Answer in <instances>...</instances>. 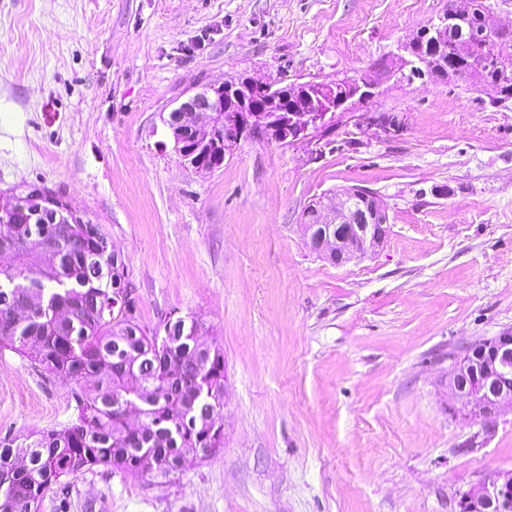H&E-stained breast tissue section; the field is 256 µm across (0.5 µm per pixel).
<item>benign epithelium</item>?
I'll return each instance as SVG.
<instances>
[{
  "label": "benign epithelium",
  "instance_id": "1",
  "mask_svg": "<svg viewBox=\"0 0 512 512\" xmlns=\"http://www.w3.org/2000/svg\"><path fill=\"white\" fill-rule=\"evenodd\" d=\"M455 20L448 15L424 31L430 45L413 40L406 50L412 59L410 75L440 80H462L448 68L442 55H454L468 35L448 42ZM377 83L363 78L336 84L306 81L291 85L288 93L271 82L250 77L204 86L185 98L166 120L181 165L207 174L224 165V156L246 137L278 143L302 141L328 122L327 116L352 101L375 96ZM0 214L9 224H84V212L60 193L48 188L0 201ZM386 210L375 193L351 188L336 193L325 205L316 201L303 216L302 234L310 250L323 260L343 266L380 248L389 233ZM118 316L138 303L136 287L127 277L115 285ZM448 389L473 417L487 419L512 408V331L506 330L469 348L448 374ZM460 512H512V476H495L463 496Z\"/></svg>",
  "mask_w": 512,
  "mask_h": 512
}]
</instances>
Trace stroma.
Here are the masks:
<instances>
[{"instance_id":"stroma-1","label":"stroma","mask_w":512,"mask_h":512,"mask_svg":"<svg viewBox=\"0 0 512 512\" xmlns=\"http://www.w3.org/2000/svg\"><path fill=\"white\" fill-rule=\"evenodd\" d=\"M448 0H0V192L59 190L103 227L140 322L199 319L224 351V446L169 479L66 478L68 512H459L512 472V410L470 417L448 374L512 330V103L408 77ZM379 78L309 139L185 169L164 123L238 77ZM372 190L389 236L336 267L304 209ZM72 380L0 347V436L60 430Z\"/></svg>"}]
</instances>
